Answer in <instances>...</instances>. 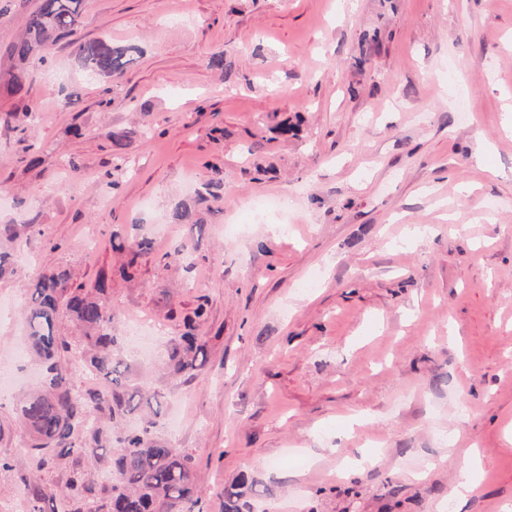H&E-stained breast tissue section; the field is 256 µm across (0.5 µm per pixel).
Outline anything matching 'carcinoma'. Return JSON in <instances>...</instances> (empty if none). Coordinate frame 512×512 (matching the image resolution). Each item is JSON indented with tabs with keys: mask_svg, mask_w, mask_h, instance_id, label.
<instances>
[{
	"mask_svg": "<svg viewBox=\"0 0 512 512\" xmlns=\"http://www.w3.org/2000/svg\"><path fill=\"white\" fill-rule=\"evenodd\" d=\"M84 0H40L23 36L9 48L19 66L9 74L7 88L18 95L25 90L30 60L45 62L38 52L72 36L83 12ZM78 63L106 78L123 73L140 53L135 45H121L106 38L69 43ZM107 278H98L91 295L70 284L65 271L40 276L29 286L25 304L30 349L41 364V387L20 399L17 415L24 427L23 441L38 470L53 459L78 454L88 460L99 455L101 436L112 432L117 457L112 469L110 495L94 494L87 473L76 471L67 480L74 512H194L198 488L192 457L172 448L156 434L161 393L126 382L128 364L116 353L112 308L105 298ZM70 320L85 330L87 346L81 356L91 370L104 375L111 387L77 390L73 379L79 368L70 355L72 344L60 333ZM205 363L204 345L188 332L169 353L168 369L174 375L194 374ZM141 407L150 410L142 424L130 432L118 431L119 420ZM224 512H244L247 503L237 486L223 489Z\"/></svg>",
	"mask_w": 512,
	"mask_h": 512,
	"instance_id": "carcinoma-1",
	"label": "carcinoma"
}]
</instances>
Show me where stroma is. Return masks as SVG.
Wrapping results in <instances>:
<instances>
[{"label":"stroma","instance_id":"1","mask_svg":"<svg viewBox=\"0 0 512 512\" xmlns=\"http://www.w3.org/2000/svg\"><path fill=\"white\" fill-rule=\"evenodd\" d=\"M38 4L0 0L1 74ZM77 35L140 53L93 78L61 41L21 95L0 86V224L25 227L0 300L57 268L107 277L128 381L179 416L157 434L191 455L199 512L234 484L252 512L512 507V0H85ZM140 315L161 329L147 358ZM187 332L207 360L174 376ZM24 344L18 312L0 512H29V482L64 512L75 470L107 496L111 448L33 470Z\"/></svg>","mask_w":512,"mask_h":512}]
</instances>
